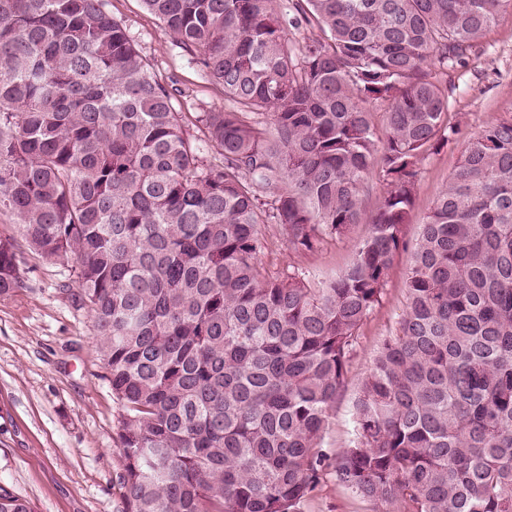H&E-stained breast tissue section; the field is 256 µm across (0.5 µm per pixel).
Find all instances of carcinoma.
<instances>
[{
	"label": "carcinoma",
	"instance_id": "cac0c4a2",
	"mask_svg": "<svg viewBox=\"0 0 512 512\" xmlns=\"http://www.w3.org/2000/svg\"><path fill=\"white\" fill-rule=\"evenodd\" d=\"M141 2L232 103L199 136L106 0H0V215L75 263L121 407L123 512H304L328 466L381 512H512V118L466 140L353 437L324 448L421 164L460 133L423 68L464 63L512 0ZM356 224L335 278L263 266L272 237L300 256ZM19 287L0 239V296ZM0 512L32 508L0 485Z\"/></svg>",
	"mask_w": 512,
	"mask_h": 512
}]
</instances>
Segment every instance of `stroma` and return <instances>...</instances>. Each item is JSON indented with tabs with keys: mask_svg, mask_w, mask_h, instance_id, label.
Returning <instances> with one entry per match:
<instances>
[{
	"mask_svg": "<svg viewBox=\"0 0 512 512\" xmlns=\"http://www.w3.org/2000/svg\"><path fill=\"white\" fill-rule=\"evenodd\" d=\"M159 81L174 94L177 111L193 125L196 113L227 106L222 86L190 63L141 0H107ZM465 66L425 68L426 79L448 98V118L462 138L425 158L405 239L414 242L435 196L461 157L463 138L512 116V12H503L470 48ZM366 225L343 240L298 256L280 248L264 258L273 273L296 265L321 277L340 274L350 263ZM0 238L18 243L21 288L0 296V485L27 500L33 512H122L124 489L116 450L120 409L105 378L93 321L79 297L73 261L50 259L20 243L18 226L0 216ZM409 252L396 259L385 292L366 320L351 357L347 384L337 398L325 438L336 455L346 444L353 401L373 357L392 335L402 312ZM305 512H371L325 469Z\"/></svg>",
	"mask_w": 512,
	"mask_h": 512,
	"instance_id": "1",
	"label": "stroma"
}]
</instances>
